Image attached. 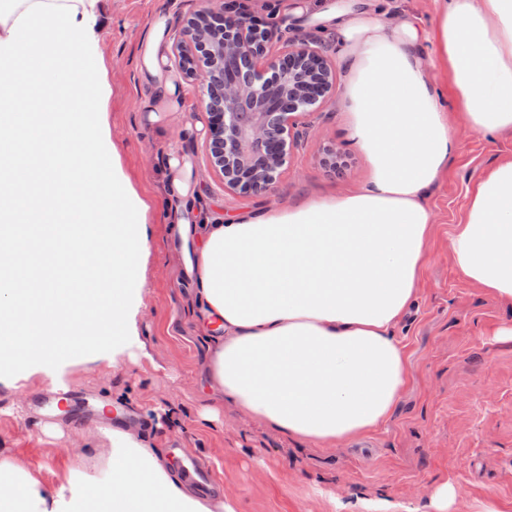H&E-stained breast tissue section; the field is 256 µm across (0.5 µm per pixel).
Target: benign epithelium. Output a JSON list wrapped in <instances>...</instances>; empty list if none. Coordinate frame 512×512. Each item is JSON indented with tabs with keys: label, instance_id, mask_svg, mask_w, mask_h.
Listing matches in <instances>:
<instances>
[{
	"label": "benign epithelium",
	"instance_id": "obj_1",
	"mask_svg": "<svg viewBox=\"0 0 512 512\" xmlns=\"http://www.w3.org/2000/svg\"><path fill=\"white\" fill-rule=\"evenodd\" d=\"M198 14L217 21L216 34L230 55L221 82L203 74L198 85L208 115L211 167L224 174L228 189L268 191L297 142V118L317 110L335 91L328 47L308 34L288 38L279 24L259 30L231 0H207ZM202 42L199 29L182 26L174 44L181 69L187 68L186 51ZM274 42L284 50L269 52ZM302 68L316 76L314 85L299 87Z\"/></svg>",
	"mask_w": 512,
	"mask_h": 512
}]
</instances>
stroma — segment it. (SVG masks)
I'll list each match as a JSON object with an SVG mask.
<instances>
[{"instance_id": "35a3bbf8", "label": "stroma", "mask_w": 512, "mask_h": 512, "mask_svg": "<svg viewBox=\"0 0 512 512\" xmlns=\"http://www.w3.org/2000/svg\"><path fill=\"white\" fill-rule=\"evenodd\" d=\"M110 23L103 54L112 97L109 124L123 166L154 210L141 346L118 364L108 360L48 366L15 387L0 386V446L14 449L39 471L49 489L63 483L69 460L60 441L46 436L47 416L31 401L51 385L65 388L56 421L65 436L88 448L103 447L98 423H115L117 411L137 415L171 463L201 457L224 485L236 512H434L432 493L442 484L456 495L448 512H512V341L497 336L512 325V307L476 287L456 265L451 235L468 191L500 160L512 157V134L484 136L459 129L458 148L427 202L436 224L418 301L399 332L408 358L407 381L388 422L358 441L304 444L251 420L234 407L208 418L200 386L203 349L189 307L191 275L186 246L173 237L166 213L208 202L218 214L243 207L298 204L358 186L365 157L348 141L347 114L338 102L299 119L302 137L268 192L229 190L210 165L207 116L197 77L180 71L173 56L183 22L203 0H107ZM163 26L166 68L177 79L175 99L158 97L142 74V52ZM340 153L344 167L327 162ZM189 191L168 193L176 176ZM113 414L100 416L99 402Z\"/></svg>"}]
</instances>
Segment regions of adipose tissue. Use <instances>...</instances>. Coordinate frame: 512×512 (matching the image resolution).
<instances>
[{
	"mask_svg": "<svg viewBox=\"0 0 512 512\" xmlns=\"http://www.w3.org/2000/svg\"><path fill=\"white\" fill-rule=\"evenodd\" d=\"M433 2L432 30L390 17L386 0H329L307 16L343 69L362 184L297 205L168 217L172 235L197 243L186 268L215 407L329 445L375 430L395 407L406 378L397 328L417 298L436 222L426 198L455 126L512 133V0ZM106 6L0 0V384L44 360L117 359L138 340L151 202L111 137ZM49 145L70 179L46 167L21 184L16 158ZM450 247L471 283L512 305V158L472 186ZM97 433L106 447L73 450L54 491L0 448V512H235L189 488L142 429Z\"/></svg>",
	"mask_w": 512,
	"mask_h": 512,
	"instance_id": "adipose-tissue-1",
	"label": "adipose tissue"
}]
</instances>
